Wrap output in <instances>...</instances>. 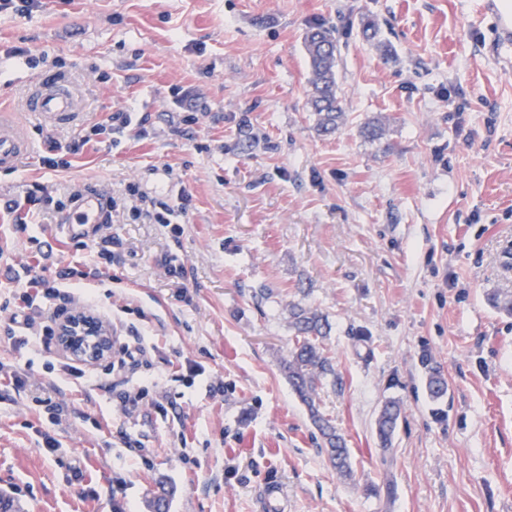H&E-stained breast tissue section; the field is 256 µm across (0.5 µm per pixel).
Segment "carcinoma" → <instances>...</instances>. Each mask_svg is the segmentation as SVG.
Instances as JSON below:
<instances>
[{
  "label": "carcinoma",
  "instance_id": "1",
  "mask_svg": "<svg viewBox=\"0 0 512 512\" xmlns=\"http://www.w3.org/2000/svg\"><path fill=\"white\" fill-rule=\"evenodd\" d=\"M304 47L310 64L308 105L316 116L317 132L322 136H331L339 130L344 116L335 71L339 53L336 28L320 24L309 29L304 36ZM289 317L294 343L283 365L285 374L320 433L321 451L338 473L348 477L352 469L346 441L337 433L331 420L319 411L317 404L323 380L334 373L332 360L323 343L329 324L320 312L299 303L290 306ZM400 412V404L396 400L387 401L380 410L375 426L382 445L391 443Z\"/></svg>",
  "mask_w": 512,
  "mask_h": 512
}]
</instances>
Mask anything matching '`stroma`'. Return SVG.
I'll list each match as a JSON object with an SVG mask.
<instances>
[{
  "instance_id": "35a3bbf8",
  "label": "stroma",
  "mask_w": 512,
  "mask_h": 512,
  "mask_svg": "<svg viewBox=\"0 0 512 512\" xmlns=\"http://www.w3.org/2000/svg\"><path fill=\"white\" fill-rule=\"evenodd\" d=\"M376 18L393 54L363 40ZM336 26L340 130L307 107L310 28ZM482 0H43L0 10V115L28 141L0 170V205L38 186L28 234L0 222V361L28 378L0 386V495L16 512H261L271 481L284 512H512V69L492 52ZM21 54L7 57V50ZM74 89L77 121L26 109L44 76ZM70 167L42 163L108 113ZM380 120L381 139L359 134ZM127 189L177 206L176 227L121 211L112 277L92 294L122 341L154 347L127 378L64 375L55 341L15 348L13 281L74 251L55 210L74 191ZM36 243H29V236ZM176 256L183 283L167 275ZM186 297H179V287ZM299 303L325 315L335 371L319 392L350 450L352 478L282 371ZM448 384L432 400L431 371ZM144 387L133 414L125 379ZM56 384L62 425L35 402ZM401 415L382 448L384 402ZM60 440L45 448L44 434ZM138 439L141 450L125 444Z\"/></svg>"
}]
</instances>
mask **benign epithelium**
<instances>
[{
	"mask_svg": "<svg viewBox=\"0 0 512 512\" xmlns=\"http://www.w3.org/2000/svg\"><path fill=\"white\" fill-rule=\"evenodd\" d=\"M112 326L91 310L73 309L57 325V346L64 356L95 364L112 356Z\"/></svg>",
	"mask_w": 512,
	"mask_h": 512,
	"instance_id": "7a95c632",
	"label": "benign epithelium"
}]
</instances>
